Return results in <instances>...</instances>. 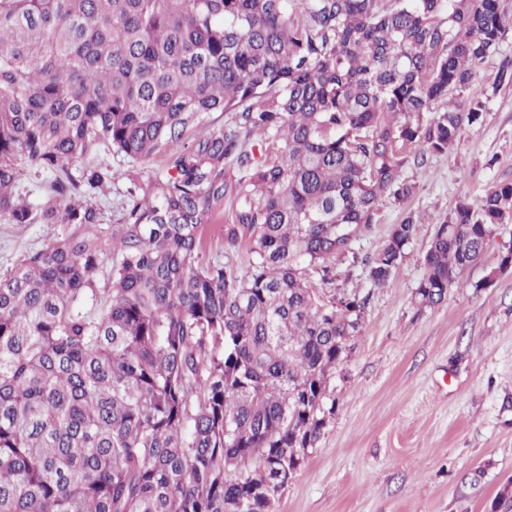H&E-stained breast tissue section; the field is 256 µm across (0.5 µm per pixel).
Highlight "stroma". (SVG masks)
I'll return each instance as SVG.
<instances>
[{"label": "stroma", "instance_id": "35a3bbf8", "mask_svg": "<svg viewBox=\"0 0 512 512\" xmlns=\"http://www.w3.org/2000/svg\"><path fill=\"white\" fill-rule=\"evenodd\" d=\"M418 153L400 150L414 194L384 200L334 261L337 295L357 292L368 305L329 380L335 412L273 512H489L512 477V269H497L512 223L442 304L415 298L436 224L457 202L479 207L489 187L512 183V85L487 100L448 152L421 165ZM410 213L422 219L418 235L386 284L374 286L368 261ZM63 231L0 219V271Z\"/></svg>", "mask_w": 512, "mask_h": 512}]
</instances>
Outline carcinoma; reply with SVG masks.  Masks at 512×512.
Here are the masks:
<instances>
[{"label":"carcinoma","mask_w":512,"mask_h":512,"mask_svg":"<svg viewBox=\"0 0 512 512\" xmlns=\"http://www.w3.org/2000/svg\"><path fill=\"white\" fill-rule=\"evenodd\" d=\"M511 34L501 0H0V217L66 226L0 272V512H270L368 300L309 272L331 283L357 227L413 194L398 144L448 151L512 84L511 58L475 77ZM101 146L135 167L116 224L97 204L112 165L73 172ZM24 168L51 178L40 206ZM226 199L242 270L203 258ZM511 222L512 183L458 202L419 303ZM417 230L394 225L375 285ZM490 512H512V480Z\"/></svg>","instance_id":"1"}]
</instances>
